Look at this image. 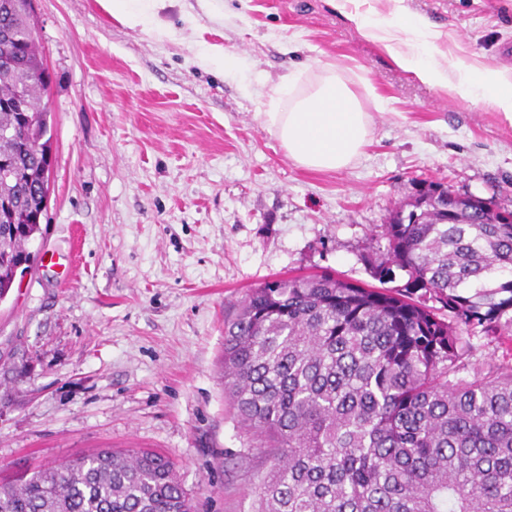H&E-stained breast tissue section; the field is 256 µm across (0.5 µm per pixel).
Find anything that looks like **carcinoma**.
I'll use <instances>...</instances> for the list:
<instances>
[{"mask_svg":"<svg viewBox=\"0 0 512 512\" xmlns=\"http://www.w3.org/2000/svg\"><path fill=\"white\" fill-rule=\"evenodd\" d=\"M31 0H0V300L40 232L50 79ZM382 287L332 272L276 278L224 320V391L270 463L255 512H512V211L424 180L384 225ZM404 283L396 284L397 276ZM0 512H191L151 451L78 455L0 483ZM481 343L484 344L483 352L488 356L499 360L512 358V335L489 337L482 339Z\"/></svg>","mask_w":512,"mask_h":512,"instance_id":"obj_1","label":"carcinoma"}]
</instances>
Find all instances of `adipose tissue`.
I'll return each mask as SVG.
<instances>
[{"label":"adipose tissue","mask_w":512,"mask_h":512,"mask_svg":"<svg viewBox=\"0 0 512 512\" xmlns=\"http://www.w3.org/2000/svg\"><path fill=\"white\" fill-rule=\"evenodd\" d=\"M349 18L364 38L380 43L400 69L460 100L490 104L512 122V76L460 60L441 63L438 35L420 17L398 10L387 17L355 11ZM264 105L267 129L304 168H345L372 135L370 113L349 78L333 64L309 79L300 73L282 77L270 88Z\"/></svg>","instance_id":"ef3b65f1"}]
</instances>
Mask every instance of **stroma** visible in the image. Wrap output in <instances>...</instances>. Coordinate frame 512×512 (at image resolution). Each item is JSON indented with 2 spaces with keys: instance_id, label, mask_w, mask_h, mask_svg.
Instances as JSON below:
<instances>
[{
  "instance_id": "stroma-1",
  "label": "stroma",
  "mask_w": 512,
  "mask_h": 512,
  "mask_svg": "<svg viewBox=\"0 0 512 512\" xmlns=\"http://www.w3.org/2000/svg\"><path fill=\"white\" fill-rule=\"evenodd\" d=\"M402 6L447 55L512 73V0ZM33 8L51 188L31 266L0 301V479L157 451L194 512H254L269 465L224 394L225 318L279 277L372 284L364 257L384 253L381 228L420 180L512 209V123L396 67L334 0H164L160 37L97 0ZM203 42L237 70L200 67ZM326 63L373 111L360 157L331 171L289 159L256 94Z\"/></svg>"
}]
</instances>
